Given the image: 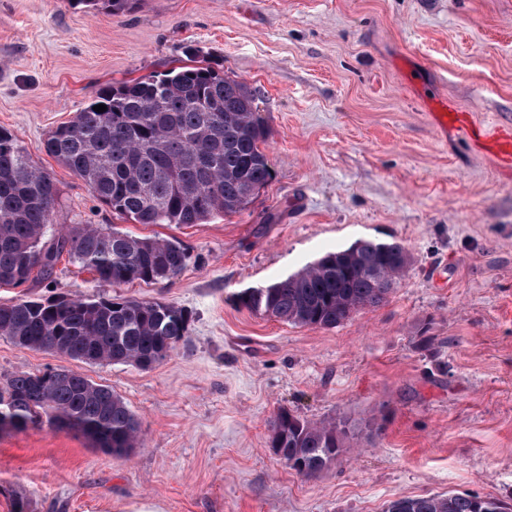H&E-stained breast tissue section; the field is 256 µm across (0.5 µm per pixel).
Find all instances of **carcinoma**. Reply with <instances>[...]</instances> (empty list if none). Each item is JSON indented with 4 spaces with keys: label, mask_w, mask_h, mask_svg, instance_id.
Wrapping results in <instances>:
<instances>
[{
    "label": "carcinoma",
    "mask_w": 512,
    "mask_h": 512,
    "mask_svg": "<svg viewBox=\"0 0 512 512\" xmlns=\"http://www.w3.org/2000/svg\"><path fill=\"white\" fill-rule=\"evenodd\" d=\"M107 13L138 0H87ZM103 104L98 113L93 107ZM269 131L254 93L210 62L177 67L102 89L92 104L51 130L45 151L75 172L94 196L133 224H200L247 207L251 189L272 177L260 145ZM59 188L11 131L0 128V286L52 278L66 254L99 286L174 278L190 255L176 239L136 237L98 225H71L51 237ZM411 263L393 239H364L329 252L237 304L284 323L334 328L387 301ZM192 313L173 303L122 295L53 296L0 304V336L87 364L147 369L186 341ZM75 431L114 455L140 443V425L112 389L67 368L21 372L0 387V431L25 430L42 418ZM343 423L308 422L286 409L273 424L271 448L290 469L314 478L348 448ZM505 503L449 493L403 497L385 512H505Z\"/></svg>",
    "instance_id": "cac0c4a2"
}]
</instances>
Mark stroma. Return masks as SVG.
Returning <instances> with one entry per match:
<instances>
[{
	"label": "stroma",
	"mask_w": 512,
	"mask_h": 512,
	"mask_svg": "<svg viewBox=\"0 0 512 512\" xmlns=\"http://www.w3.org/2000/svg\"><path fill=\"white\" fill-rule=\"evenodd\" d=\"M223 62L256 92L271 181L241 212L133 224L46 154L49 131L106 85ZM512 125V0H0V126L54 177L56 225L177 239L175 278L121 295L192 312L187 341L150 369L88 365L0 336V381L65 367L112 388L142 442L124 456L41 424L0 432V512H384L400 497L512 503V169L432 116ZM401 240L388 300L334 328L234 303L326 252ZM61 258L20 297L95 293ZM431 336L419 347L421 336ZM347 423L349 454L305 478L275 455L279 409Z\"/></svg>",
	"instance_id": "1"
}]
</instances>
